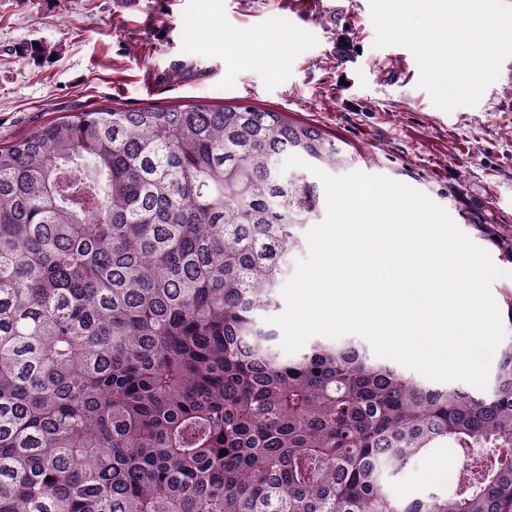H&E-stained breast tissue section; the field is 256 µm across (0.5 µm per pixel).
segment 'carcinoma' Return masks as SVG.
Segmentation results:
<instances>
[{
	"mask_svg": "<svg viewBox=\"0 0 512 512\" xmlns=\"http://www.w3.org/2000/svg\"><path fill=\"white\" fill-rule=\"evenodd\" d=\"M283 112H74L0 146V512H512V336L492 389L351 340L286 357L275 306L322 207ZM436 448L452 494L390 488ZM296 170L306 171L310 180L316 181L320 185L322 192H323V196H324V203L321 207V211H320L319 215L317 216L314 224H304V226L300 229L299 232H300V237L302 239L301 247L297 251H294L293 253H291L285 261L284 274L281 279L279 288H277V307L267 313L260 314V321L262 323H264L266 326L275 329V331L277 333L276 343L282 351H283V349L281 348V341H282V337H283L282 331L277 326L268 323L266 320L268 318L278 316L284 312V310L286 308V303H285L284 297L282 295V289H283L284 285L286 284V282L293 275L294 270H295L296 261L299 258L306 256V254L308 252L306 233L308 232V230L310 228H312L313 226L322 222L326 215V194H325V189H324L323 183L321 182V180L318 177H316L314 174H312L310 171H308L305 168L297 167V168L289 169L288 171H296ZM339 338H352V339H356L357 341L361 342L363 345H365L367 348H368V351L369 353L371 354V356H373L374 358H377V359H380V360H388V361H391L393 362L394 364H396L398 366V368L400 370H402L406 375H409V376H412V377H415V378H418V379H422L424 381H427L429 382L430 384H433V385H437V386H451V387H461V388H467V389H475L476 387L466 383V382H463V381H448V382H437V381H432V380H429L423 376H421L420 374L416 373L415 371H412L408 368H405L403 367L402 365L390 360V359H386V358H381V357H378L375 355L373 349H372V346L371 344L363 337L359 336V335H355V334H348V335H344L342 337H339Z\"/></svg>",
	"mask_w": 512,
	"mask_h": 512,
	"instance_id": "obj_1",
	"label": "carcinoma"
}]
</instances>
